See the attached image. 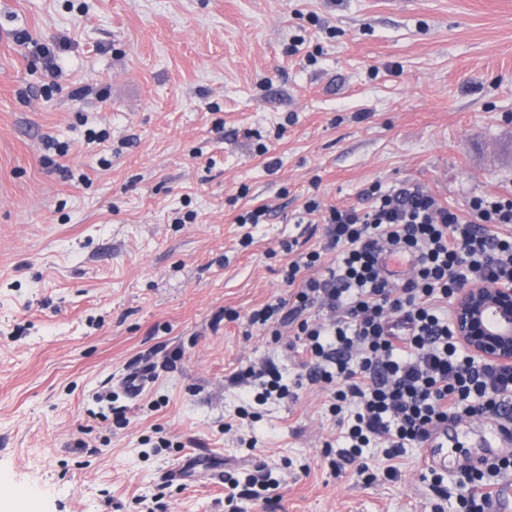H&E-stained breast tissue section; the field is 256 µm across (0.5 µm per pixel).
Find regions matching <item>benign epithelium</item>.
Masks as SVG:
<instances>
[{"mask_svg":"<svg viewBox=\"0 0 512 512\" xmlns=\"http://www.w3.org/2000/svg\"><path fill=\"white\" fill-rule=\"evenodd\" d=\"M453 329L472 355L512 365V284L460 290L453 302Z\"/></svg>","mask_w":512,"mask_h":512,"instance_id":"benign-epithelium-1","label":"benign epithelium"}]
</instances>
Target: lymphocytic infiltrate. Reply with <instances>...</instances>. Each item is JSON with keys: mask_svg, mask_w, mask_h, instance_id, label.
Masks as SVG:
<instances>
[{"mask_svg": "<svg viewBox=\"0 0 512 512\" xmlns=\"http://www.w3.org/2000/svg\"><path fill=\"white\" fill-rule=\"evenodd\" d=\"M368 210L329 208L320 249L300 253L283 271L287 298L254 310L248 324L281 336L302 337L305 376L287 380L271 366L248 367L244 379L257 404L294 396L302 383H322L346 442L339 456L369 472L367 448H379L384 472L397 478L394 460L423 446L451 419L488 417L512 425V366L469 354L452 324L461 288L512 283V197L477 199L472 219L421 188L371 191ZM338 264L321 275L311 268L323 253ZM408 259L412 276L398 283L389 268ZM512 469L502 457L463 470V512H484L496 477Z\"/></svg>", "mask_w": 512, "mask_h": 512, "instance_id": "lymphocytic-infiltrate-1", "label": "lymphocytic infiltrate"}]
</instances>
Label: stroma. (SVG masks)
Wrapping results in <instances>:
<instances>
[{
    "label": "stroma",
    "instance_id": "stroma-1",
    "mask_svg": "<svg viewBox=\"0 0 512 512\" xmlns=\"http://www.w3.org/2000/svg\"><path fill=\"white\" fill-rule=\"evenodd\" d=\"M376 183L512 194V0H0V512H226L261 462L280 486L240 512H458L421 449L334 467L320 385L259 406L239 377L302 373L246 319L322 244L306 202ZM497 427L449 421L445 486L512 456Z\"/></svg>",
    "mask_w": 512,
    "mask_h": 512
}]
</instances>
